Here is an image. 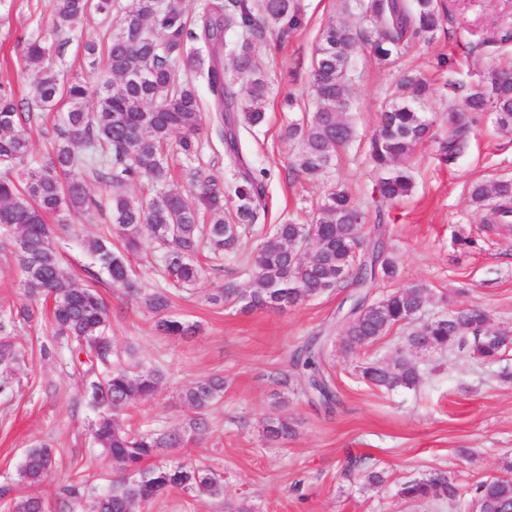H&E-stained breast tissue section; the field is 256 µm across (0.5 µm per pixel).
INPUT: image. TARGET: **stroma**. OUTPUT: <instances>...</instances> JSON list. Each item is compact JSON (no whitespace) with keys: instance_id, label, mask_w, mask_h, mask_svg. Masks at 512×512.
I'll return each instance as SVG.
<instances>
[{"instance_id":"1","label":"stroma","mask_w":512,"mask_h":512,"mask_svg":"<svg viewBox=\"0 0 512 512\" xmlns=\"http://www.w3.org/2000/svg\"><path fill=\"white\" fill-rule=\"evenodd\" d=\"M291 2L300 26L284 41L268 34L260 42L269 81L267 124L242 138L244 157L265 188L253 243L286 220L310 223L325 193L346 187L365 213V237L383 226L399 257L398 283L432 293L428 317L478 304L488 310L493 326L512 330V230L481 223L470 199L474 184L512 179V133L499 130L492 114H474L465 152L451 164L439 158L449 105L463 106L471 92L483 88L488 70L512 66V0H444L447 15L434 39L410 44L402 63L430 84L423 109L431 129L409 160L412 193L394 202L377 201L373 194L379 174L366 139L398 72L363 49L353 54L349 68L355 140L318 179L293 172L298 144L283 132L315 108L309 73L320 33L332 22L358 27L359 17L345 11L342 0ZM109 33L108 18L97 13L59 32L52 0H0V85L25 97L43 66L97 90L108 77L105 61L89 59L83 45L103 42ZM33 37L49 46L38 67L25 60V44ZM196 91L204 118L195 140L206 174L220 181L228 175L224 143L208 116L207 86L197 85ZM288 99L293 108H284ZM109 227L107 215L92 211L71 214L61 230L62 259L79 284H86L91 264L85 240ZM459 234L472 237L474 247L459 250L454 244ZM19 279L12 247L0 246V318L29 302ZM246 279L241 262L229 255L221 267L205 266L193 290L176 291L170 317L197 327L195 335L184 337L158 334L154 314L99 279L96 289L110 310L118 358L133 357L163 374L152 398L124 412L125 426L141 432L184 427L195 413L183 402L182 388L203 377L224 379V396L206 415V429L182 447L158 449L154 463L186 461L223 475L228 497L245 500L251 512H463L457 502L407 500L398 489L435 471L463 490L506 475L512 466V351L494 364L456 350L411 354L423 374L416 389L371 387L360 378L362 367L408 352L407 330L396 327L350 356L326 349L322 368L336 394L333 408L313 394L290 396L280 408L275 376L292 371L291 357L306 339L335 333L358 291L338 288L284 311H246L238 301L210 303V294L225 283ZM504 371L510 380L501 379ZM15 381L13 395L0 396V484L13 480L27 448L47 442L58 451L59 469L40 484L19 486V494L41 497L49 512H85L87 496L108 488L114 473L91 443L94 413L76 403L82 384L67 350L27 357ZM278 414L288 417L295 434L274 443L262 422ZM351 457L359 467L349 473ZM370 470L384 474L382 487L366 484ZM71 482L81 484L84 499L63 501L60 488Z\"/></svg>"}]
</instances>
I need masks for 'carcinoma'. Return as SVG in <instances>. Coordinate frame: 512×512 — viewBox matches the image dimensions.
Wrapping results in <instances>:
<instances>
[{
    "label": "carcinoma",
    "instance_id": "obj_1",
    "mask_svg": "<svg viewBox=\"0 0 512 512\" xmlns=\"http://www.w3.org/2000/svg\"><path fill=\"white\" fill-rule=\"evenodd\" d=\"M362 20L370 27L353 35L336 23L322 31L312 61L313 112L291 122L284 136L299 150L292 169L315 180L334 165L338 151L355 138L344 114L348 111V70L352 52L366 48L383 67H394L416 39L434 37L445 12L442 0H354ZM113 0H53L56 28L73 29L95 12L112 18L106 59L110 78L97 91L94 110L87 109L89 89L78 80L67 81L58 72L42 69L29 100L41 111L63 112L62 124L52 137L50 157L39 165L27 163L28 125L32 113L24 111L11 91L0 87V243H8L19 258L20 284L30 304L9 322L0 321V393L12 389L16 366L28 354L7 334L15 321L39 317L38 304L49 301L51 335L39 346L45 358L62 344L70 353L82 380L78 403L95 413L93 443L112 466L125 473L108 490L94 495L88 512H132L169 491L195 497H224V478L209 469L184 462L150 465L159 448H177L205 426L195 418L181 429L131 432L117 413L158 390L159 371L112 361L110 313L91 285L78 287L60 257L58 225L72 213L106 207L116 226L115 238L86 240L84 248L104 272L110 285L130 299L141 301L155 314L170 307L168 291H146L132 265L141 242L148 237L162 248L164 273L173 285L190 290L200 280L202 252L214 262L236 255L252 278L228 283L210 296L213 304L235 297L242 310H286L335 288L361 290L350 315L341 323L340 351L352 354L387 334L395 326H408L412 348L457 349L492 364L512 348L509 330L500 338H482L492 328L489 313L479 306L456 308L416 325L429 303L427 288L403 285L377 301L367 300V289L399 277V261L377 228L370 254L357 260L356 246L364 245L365 213L342 188L329 190L311 224L287 220L274 225L263 242L252 247L249 237L264 199V186L242 153V134L253 133L266 122L264 102L268 88L259 61L256 40L263 33L283 35L300 25L291 0H231L209 4L194 27H187L183 0H133L130 8L112 15ZM235 30V44L224 33ZM45 41L28 42L26 60L37 65L47 54ZM232 60L224 66V55ZM490 94L474 92L462 108L448 110V138L439 148L440 159L452 163L463 152L468 114L492 108L497 122L512 129V73L492 69L485 76ZM204 83L211 94L213 123L221 130L224 155L233 174L219 183L203 168L189 170L190 187L176 183L168 163L173 135L181 134L178 151L197 159L193 135L202 122L195 86ZM429 85L413 70L402 72L380 112L369 143V157L380 177L374 192L381 201L397 200L414 188L407 159L428 138L430 122L421 103ZM80 167L75 174L73 169ZM145 180L152 187L148 198L131 194L127 185ZM111 190L105 205L88 192V182ZM497 200L486 220L512 224V180L476 184L471 200L477 212ZM231 203L225 210L224 202ZM56 219L49 224L47 217ZM156 329L166 336H183L196 326L160 318ZM326 336H312L292 355L293 368L303 374L305 391L331 408L336 395L321 370ZM372 386L394 390L413 388L422 374L406 356L387 365L362 369ZM185 403L200 412L224 396V379L195 380L181 391ZM265 436L285 441L294 428L285 416L263 421ZM55 453L48 443L27 449L16 470L19 484L41 482L54 468ZM399 495L408 500L447 498L463 504L464 512H512V478H495L476 485L466 496L448 476L435 472L401 484ZM0 505L6 512H41L40 497L16 496L14 486L0 484Z\"/></svg>",
    "mask_w": 512,
    "mask_h": 512
}]
</instances>
